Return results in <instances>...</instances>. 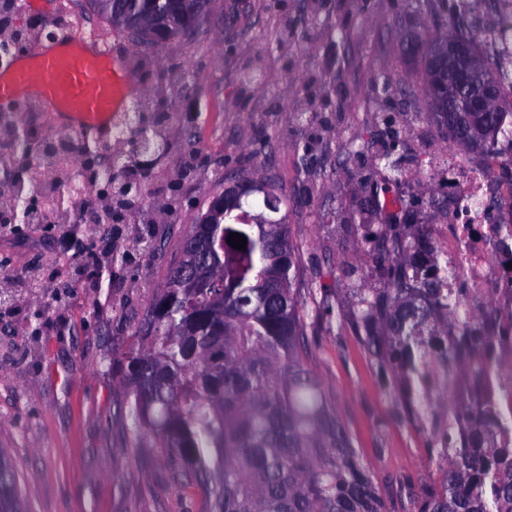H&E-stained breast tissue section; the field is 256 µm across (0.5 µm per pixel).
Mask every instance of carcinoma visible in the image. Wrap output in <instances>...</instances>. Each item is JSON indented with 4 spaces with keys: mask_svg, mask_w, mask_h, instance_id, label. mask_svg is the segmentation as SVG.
I'll use <instances>...</instances> for the list:
<instances>
[{
    "mask_svg": "<svg viewBox=\"0 0 512 512\" xmlns=\"http://www.w3.org/2000/svg\"><path fill=\"white\" fill-rule=\"evenodd\" d=\"M215 0H85L112 28L153 46L203 33ZM448 139L470 151L493 152L512 142V112L432 113ZM483 125L467 143L453 130ZM263 194L277 213L274 187L224 191L225 207L210 201L183 236L179 255L164 268L162 291L118 360L126 387L123 406L132 429L174 461L181 487L201 492L204 512H512V447H468L448 433L438 479L408 492L407 504L386 499L359 457L317 378L307 368V322L299 257L284 219L244 209ZM403 224H386L378 244L392 262L387 288L358 300L366 344L399 361L398 385L423 363V327L434 351L456 362L444 339L448 319L467 318L452 301L432 316L423 297L436 292V269L409 273L398 262L413 247ZM246 237V250L228 243ZM490 408L454 401L453 412L478 426ZM0 512H27L13 464L0 448Z\"/></svg>",
    "mask_w": 512,
    "mask_h": 512,
    "instance_id": "cac0c4a2",
    "label": "carcinoma"
}]
</instances>
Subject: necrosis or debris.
<instances>
[{"instance_id": "obj_1", "label": "necrosis or debris", "mask_w": 512, "mask_h": 512, "mask_svg": "<svg viewBox=\"0 0 512 512\" xmlns=\"http://www.w3.org/2000/svg\"><path fill=\"white\" fill-rule=\"evenodd\" d=\"M448 219L426 232L432 252L450 274L441 286L471 316V330L449 322L447 341L478 366L474 384L447 360L429 356L419 375L430 394L476 398L491 405L489 429L512 447V224L495 221V206L512 198V178L494 160L448 155Z\"/></svg>"}]
</instances>
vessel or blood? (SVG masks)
<instances>
[{
  "label": "vessel or blood",
  "mask_w": 512,
  "mask_h": 512,
  "mask_svg": "<svg viewBox=\"0 0 512 512\" xmlns=\"http://www.w3.org/2000/svg\"><path fill=\"white\" fill-rule=\"evenodd\" d=\"M137 93L109 48L71 31L0 66L1 109L48 103L64 131L92 134L104 142L111 141L116 116Z\"/></svg>",
  "instance_id": "obj_1"
}]
</instances>
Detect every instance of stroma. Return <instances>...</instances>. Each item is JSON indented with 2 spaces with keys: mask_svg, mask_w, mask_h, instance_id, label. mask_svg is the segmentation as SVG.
Masks as SVG:
<instances>
[{
  "mask_svg": "<svg viewBox=\"0 0 512 512\" xmlns=\"http://www.w3.org/2000/svg\"><path fill=\"white\" fill-rule=\"evenodd\" d=\"M217 0L205 39L148 49L85 14L80 0H39L0 28L77 20L125 56L168 149L140 208L111 224L0 225V448L28 512H201L171 460L129 426L116 359L134 341L163 269L204 200L255 181L287 199L280 217L306 286L308 367L383 495L437 478L419 419L353 324L357 293L383 288L375 245L380 175L405 188L408 231L448 216L446 167L423 72L406 49L459 18L430 0Z\"/></svg>",
  "mask_w": 512,
  "mask_h": 512,
  "instance_id": "stroma-1",
  "label": "stroma"
}]
</instances>
